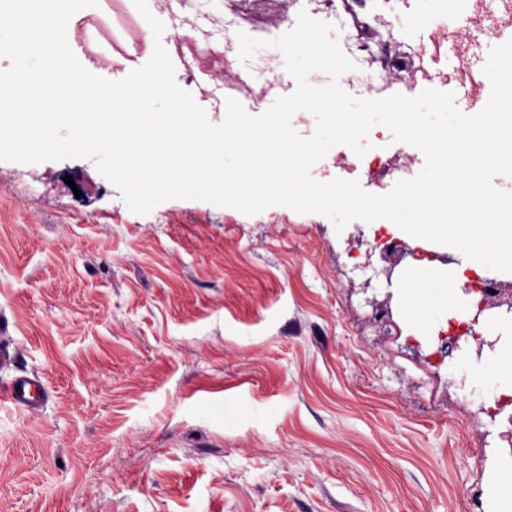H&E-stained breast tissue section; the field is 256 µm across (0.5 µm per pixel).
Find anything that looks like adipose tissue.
<instances>
[{"label":"adipose tissue","mask_w":512,"mask_h":512,"mask_svg":"<svg viewBox=\"0 0 512 512\" xmlns=\"http://www.w3.org/2000/svg\"><path fill=\"white\" fill-rule=\"evenodd\" d=\"M489 336L498 338L495 350L484 351L481 358L464 357L448 371L453 382H464L466 396L490 401L499 394H512V317L489 319Z\"/></svg>","instance_id":"obj_1"}]
</instances>
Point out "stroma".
<instances>
[{
	"instance_id": "obj_1",
	"label": "stroma",
	"mask_w": 512,
	"mask_h": 512,
	"mask_svg": "<svg viewBox=\"0 0 512 512\" xmlns=\"http://www.w3.org/2000/svg\"><path fill=\"white\" fill-rule=\"evenodd\" d=\"M258 116L295 83L205 93ZM72 183H65V176ZM352 221L172 199L133 213L90 159L0 161V512H484L493 437L427 348L368 321ZM46 394L44 385L35 376H18L8 383L0 401L17 409L33 410L44 402Z\"/></svg>"
}]
</instances>
